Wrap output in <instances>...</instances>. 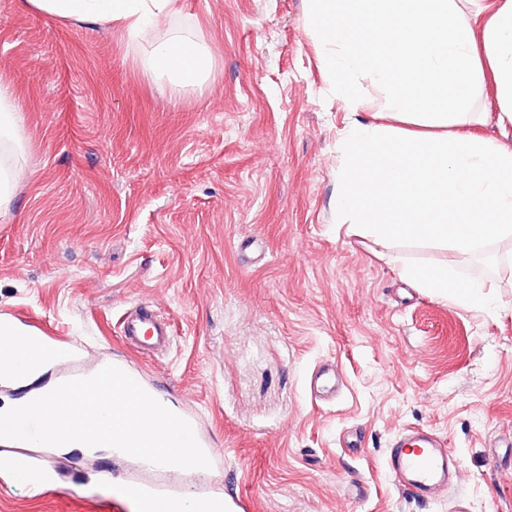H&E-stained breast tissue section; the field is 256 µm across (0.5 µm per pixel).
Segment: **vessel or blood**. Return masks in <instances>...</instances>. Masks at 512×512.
Instances as JSON below:
<instances>
[{
    "label": "vessel or blood",
    "instance_id": "vessel-or-blood-1",
    "mask_svg": "<svg viewBox=\"0 0 512 512\" xmlns=\"http://www.w3.org/2000/svg\"><path fill=\"white\" fill-rule=\"evenodd\" d=\"M120 338L134 353L148 356L169 346L174 329L152 307L145 306L123 319ZM386 467L399 490L422 501L446 496L462 480L454 451L441 436L427 429L408 430L395 437L389 445ZM6 471L19 473L29 492L39 497L52 492L57 484L54 464L47 457L23 458L21 468L10 465ZM134 491L141 497L145 512H160L163 503L176 493L173 485L162 482L141 484Z\"/></svg>",
    "mask_w": 512,
    "mask_h": 512
}]
</instances>
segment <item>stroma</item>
Wrapping results in <instances>:
<instances>
[{"label":"stroma","instance_id":"obj_1","mask_svg":"<svg viewBox=\"0 0 512 512\" xmlns=\"http://www.w3.org/2000/svg\"><path fill=\"white\" fill-rule=\"evenodd\" d=\"M308 0H179L160 25L58 22L0 0V67L27 107L26 153L0 221V316L72 344L76 365L124 364L211 447L210 469L146 472L110 449L59 450L56 492L0 486V512H135L133 482L184 502L205 490L249 512H452L402 493L392 439L428 427L458 455L469 512H512V266L496 254L395 251L347 233L340 140L387 92L363 80L350 112L306 22ZM202 39L208 85L172 91L145 62L172 34ZM454 261L492 280L469 310L420 293L389 260ZM156 306L176 327L146 358L120 318ZM334 362V396L309 378Z\"/></svg>","mask_w":512,"mask_h":512}]
</instances>
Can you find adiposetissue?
<instances>
[{"label": "adipose tissue", "instance_id": "ef3b65f1", "mask_svg": "<svg viewBox=\"0 0 512 512\" xmlns=\"http://www.w3.org/2000/svg\"><path fill=\"white\" fill-rule=\"evenodd\" d=\"M308 25L325 49V70L350 111L368 76L389 94L396 125L357 122L339 152L336 207L354 234L382 247L435 246L462 255L512 240V146L464 133L485 72L498 90L497 120L512 126V0H309ZM57 21L123 25L135 36L172 14L176 0H21ZM483 17L474 28V17ZM212 56L201 39L171 37L154 46L152 74L173 90L202 87ZM26 107L0 71V219L9 216L18 135ZM401 277L454 305L480 308L492 285L458 278L452 264H403Z\"/></svg>", "mask_w": 512, "mask_h": 512}]
</instances>
